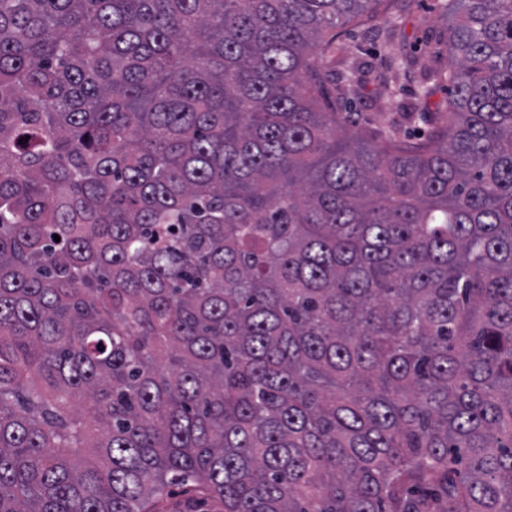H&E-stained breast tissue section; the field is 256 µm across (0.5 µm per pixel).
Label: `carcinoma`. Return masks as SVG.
I'll use <instances>...</instances> for the list:
<instances>
[{"instance_id": "cac0c4a2", "label": "carcinoma", "mask_w": 512, "mask_h": 512, "mask_svg": "<svg viewBox=\"0 0 512 512\" xmlns=\"http://www.w3.org/2000/svg\"><path fill=\"white\" fill-rule=\"evenodd\" d=\"M378 2L0 0V512H512V0L415 144L316 107ZM189 507L194 512H224V505L196 489L192 483L174 487L168 497L164 498L163 505L160 504L157 507L153 504L148 505V508L158 512H178L187 510Z\"/></svg>"}]
</instances>
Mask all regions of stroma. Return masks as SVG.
Instances as JSON below:
<instances>
[{
  "label": "stroma",
  "instance_id": "35a3bbf8",
  "mask_svg": "<svg viewBox=\"0 0 512 512\" xmlns=\"http://www.w3.org/2000/svg\"><path fill=\"white\" fill-rule=\"evenodd\" d=\"M442 3L443 0H410L407 8L400 10L389 5L388 0H380L368 20L335 29V41L343 47L345 59L366 77L364 83L354 87L346 107L359 131L394 128L401 138L416 141L429 131L426 113L446 111L448 89L444 86L432 87L425 111L415 108L420 90L429 85V75L447 70L449 65ZM393 33L408 44L407 62L388 61L383 52L385 39ZM394 76L401 89L389 97L384 95L382 84ZM158 512H224V507L188 484L174 487Z\"/></svg>",
  "mask_w": 512,
  "mask_h": 512
}]
</instances>
